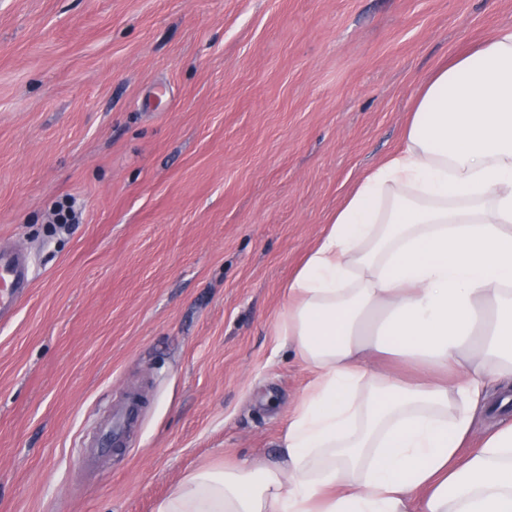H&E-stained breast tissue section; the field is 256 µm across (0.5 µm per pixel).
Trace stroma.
Instances as JSON below:
<instances>
[{
  "instance_id": "35a3bbf8",
  "label": "stroma",
  "mask_w": 512,
  "mask_h": 512,
  "mask_svg": "<svg viewBox=\"0 0 512 512\" xmlns=\"http://www.w3.org/2000/svg\"><path fill=\"white\" fill-rule=\"evenodd\" d=\"M506 27L512 0H0V243L35 261L0 326V512H155L275 460L311 380L288 281L420 86ZM130 384L140 428L86 468Z\"/></svg>"
}]
</instances>
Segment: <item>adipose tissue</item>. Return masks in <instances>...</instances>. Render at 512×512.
<instances>
[{"mask_svg": "<svg viewBox=\"0 0 512 512\" xmlns=\"http://www.w3.org/2000/svg\"><path fill=\"white\" fill-rule=\"evenodd\" d=\"M287 295L314 377L277 461L199 470L155 512H512V28L434 72Z\"/></svg>", "mask_w": 512, "mask_h": 512, "instance_id": "adipose-tissue-1", "label": "adipose tissue"}]
</instances>
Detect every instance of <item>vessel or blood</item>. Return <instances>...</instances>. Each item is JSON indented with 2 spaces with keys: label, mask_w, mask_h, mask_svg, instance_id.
<instances>
[{
  "label": "vessel or blood",
  "mask_w": 512,
  "mask_h": 512,
  "mask_svg": "<svg viewBox=\"0 0 512 512\" xmlns=\"http://www.w3.org/2000/svg\"><path fill=\"white\" fill-rule=\"evenodd\" d=\"M34 262L30 254L19 248L0 246V324L8 323L33 283ZM144 397L139 390H127L114 403L108 416L86 437L82 446L85 461H93L111 449L125 445L129 434L140 421Z\"/></svg>",
  "instance_id": "vessel-or-blood-1"
}]
</instances>
